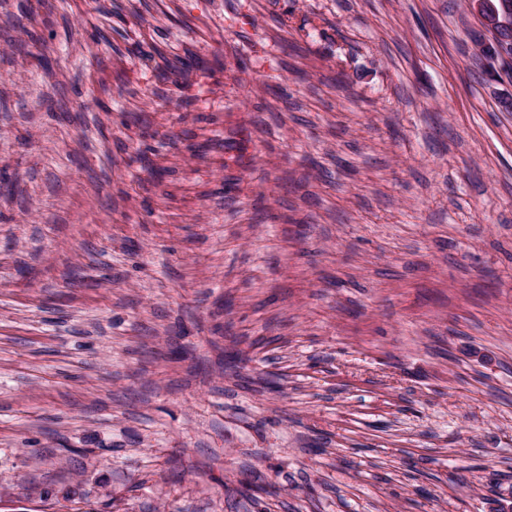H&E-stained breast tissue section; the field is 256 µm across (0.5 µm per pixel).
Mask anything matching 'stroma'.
Returning a JSON list of instances; mask_svg holds the SVG:
<instances>
[{
    "label": "stroma",
    "instance_id": "35a3bbf8",
    "mask_svg": "<svg viewBox=\"0 0 512 512\" xmlns=\"http://www.w3.org/2000/svg\"><path fill=\"white\" fill-rule=\"evenodd\" d=\"M479 37L465 0H0V512L512 498Z\"/></svg>",
    "mask_w": 512,
    "mask_h": 512
}]
</instances>
